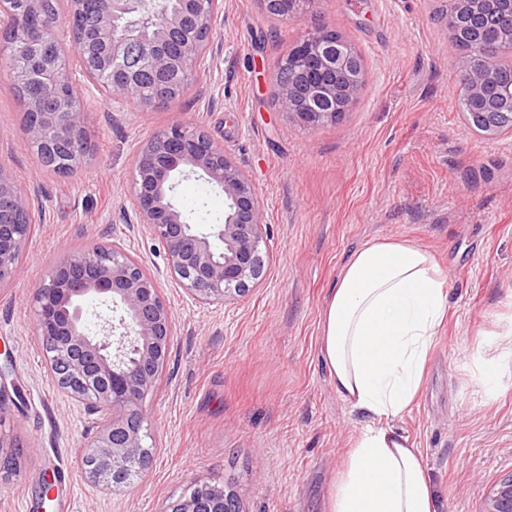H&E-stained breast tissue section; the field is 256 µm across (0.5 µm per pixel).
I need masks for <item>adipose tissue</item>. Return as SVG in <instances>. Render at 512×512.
Masks as SVG:
<instances>
[{"instance_id": "obj_1", "label": "adipose tissue", "mask_w": 512, "mask_h": 512, "mask_svg": "<svg viewBox=\"0 0 512 512\" xmlns=\"http://www.w3.org/2000/svg\"><path fill=\"white\" fill-rule=\"evenodd\" d=\"M447 309V277L413 241L371 239L344 261L323 307L321 353L337 395L369 423L329 512H437L422 455L392 422L416 400Z\"/></svg>"}]
</instances>
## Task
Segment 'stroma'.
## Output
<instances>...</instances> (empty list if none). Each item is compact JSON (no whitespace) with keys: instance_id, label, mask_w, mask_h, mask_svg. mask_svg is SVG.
<instances>
[{"instance_id":"stroma-1","label":"stroma","mask_w":512,"mask_h":512,"mask_svg":"<svg viewBox=\"0 0 512 512\" xmlns=\"http://www.w3.org/2000/svg\"><path fill=\"white\" fill-rule=\"evenodd\" d=\"M448 3L322 0L317 19L289 21L258 0H223L204 66L169 106H122L79 85L91 151L73 176L41 169L24 146L21 103L0 71V167L35 220L13 284L0 288V368L24 399L0 410V435L20 446L0 512H165L199 481L232 490L239 512H328L367 419L331 383L321 312L346 257L376 237L414 241L448 272V317L395 426L420 449L438 512H481L485 489L512 474V130L485 137L460 112ZM316 21L355 45L367 80L342 119L308 129L280 112L276 65ZM178 116L223 143L268 225L262 278L218 304L193 301L132 221L135 151ZM175 202L201 228L224 221L223 192L200 177L180 179ZM102 241L158 280L174 323L146 401L152 461L112 493L80 468L90 417L49 373L30 303L61 252Z\"/></svg>"}]
</instances>
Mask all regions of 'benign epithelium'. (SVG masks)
Returning a JSON list of instances; mask_svg holds the SVG:
<instances>
[{"label": "benign epithelium", "instance_id": "benign-epithelium-1", "mask_svg": "<svg viewBox=\"0 0 512 512\" xmlns=\"http://www.w3.org/2000/svg\"><path fill=\"white\" fill-rule=\"evenodd\" d=\"M445 22L448 42L475 46L486 14L512 0H450ZM103 17L94 38L112 50V94L118 103L166 106L191 85L205 62L222 0H179L159 8L156 0H103ZM13 0H0V32L10 34L6 54L25 59L40 94L22 101L24 146L42 155L62 154L83 165L89 145L83 102L73 79L60 82L67 67L62 55L44 56L37 47L58 41L65 26L71 34L83 79L97 84L95 61L85 55L87 37L79 19L92 0H68L65 23L40 21L42 0H27L18 13ZM280 17L294 20L317 15L319 0H277ZM192 35L183 36L184 30ZM183 36L180 54L160 52V45ZM512 51V23L503 41L480 60L463 66V94L486 121L488 138L500 132L496 118L512 119V79L500 80L502 52ZM148 59L167 83L164 99L138 94V64L131 54ZM349 43L322 24L308 29L293 49L288 77L276 81V102L298 124L315 128L340 119L363 89L352 65ZM199 175L224 192V222L208 231L189 222L174 202L176 177ZM135 221L160 243L175 279L193 299L223 303L249 290L263 274L267 235L263 206L252 181L225 154L223 145L202 127L176 119L137 149L127 183ZM28 196L12 175L0 168V287L10 285L31 233ZM111 301L109 314H96L102 335L91 334L81 302L90 297ZM36 331L46 362L58 367V383L92 416V436L84 445L86 478L112 491L131 487L132 469L150 459L146 400L167 365L173 326L160 284L123 248L109 243L62 252L31 294ZM233 494L224 485L196 482L173 499L165 512H230ZM484 512H512V475L489 487Z\"/></svg>", "mask_w": 512, "mask_h": 512}]
</instances>
